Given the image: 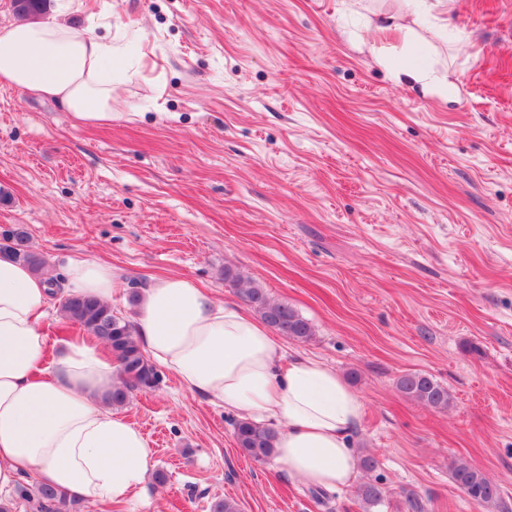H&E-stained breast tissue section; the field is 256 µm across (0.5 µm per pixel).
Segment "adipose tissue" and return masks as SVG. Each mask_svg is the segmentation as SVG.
Masks as SVG:
<instances>
[{"instance_id": "adipose-tissue-1", "label": "adipose tissue", "mask_w": 512, "mask_h": 512, "mask_svg": "<svg viewBox=\"0 0 512 512\" xmlns=\"http://www.w3.org/2000/svg\"><path fill=\"white\" fill-rule=\"evenodd\" d=\"M410 55L398 81L422 93L453 89L435 76L407 34ZM113 51L54 21L0 28V85L59 101L87 126L111 123ZM111 266L69 260L65 291L112 300ZM45 276L0 258V512H11L25 475L94 505L133 503L152 465L148 438L109 401V356L74 337L53 347L43 328ZM134 334L157 367L211 404L254 422L279 425L277 461L300 484L350 486L359 466L350 438L364 401L335 370L306 355L286 357L267 326L216 301L180 276L153 281L140 296Z\"/></svg>"}]
</instances>
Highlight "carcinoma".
Here are the masks:
<instances>
[{"mask_svg":"<svg viewBox=\"0 0 512 512\" xmlns=\"http://www.w3.org/2000/svg\"><path fill=\"white\" fill-rule=\"evenodd\" d=\"M12 242L0 245V255L27 265L34 273L44 271L46 260L31 244L27 230L18 226L3 235ZM229 283L253 307L261 320L283 336L307 341L314 336L312 325L285 302L271 300L265 289L240 272L224 268ZM58 307L65 323L86 331L105 346L118 363L117 384L112 389V405L124 406L135 391L155 389L160 382L156 367L144 355L134 336L133 325L112 312V307L89 296L63 295ZM397 390L405 397L436 410H446L452 403L448 388L432 376L415 372L397 378ZM278 432L246 420L234 423V438L240 452L257 462L273 457ZM452 477L458 488L473 502L486 507L502 505L499 485L483 471L464 460L452 465ZM17 497L34 512H80L81 502L50 485H22ZM358 498L365 512L383 500L382 489L373 483L362 484Z\"/></svg>","mask_w":512,"mask_h":512,"instance_id":"obj_1","label":"carcinoma"}]
</instances>
